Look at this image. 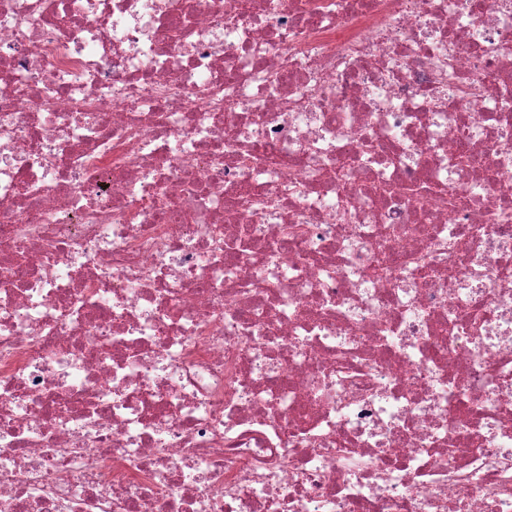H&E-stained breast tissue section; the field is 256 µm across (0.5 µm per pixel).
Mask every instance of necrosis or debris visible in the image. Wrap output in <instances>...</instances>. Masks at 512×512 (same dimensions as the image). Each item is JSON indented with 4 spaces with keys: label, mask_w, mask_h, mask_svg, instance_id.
I'll list each match as a JSON object with an SVG mask.
<instances>
[{
    "label": "necrosis or debris",
    "mask_w": 512,
    "mask_h": 512,
    "mask_svg": "<svg viewBox=\"0 0 512 512\" xmlns=\"http://www.w3.org/2000/svg\"><path fill=\"white\" fill-rule=\"evenodd\" d=\"M504 482L512 0H0V512Z\"/></svg>",
    "instance_id": "1"
}]
</instances>
